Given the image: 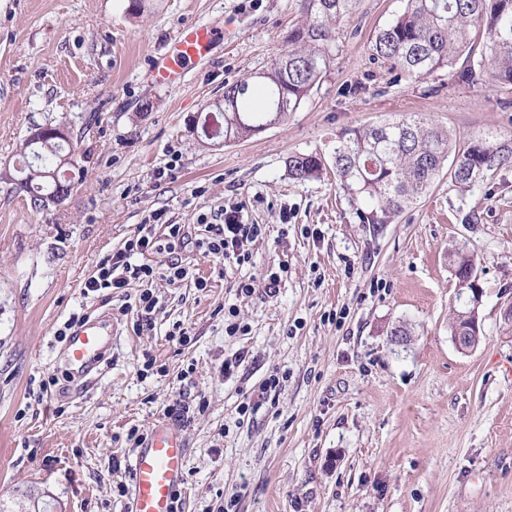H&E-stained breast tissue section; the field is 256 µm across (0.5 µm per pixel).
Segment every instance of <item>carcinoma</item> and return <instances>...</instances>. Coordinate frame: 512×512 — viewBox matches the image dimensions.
<instances>
[{
  "instance_id": "1",
  "label": "carcinoma",
  "mask_w": 512,
  "mask_h": 512,
  "mask_svg": "<svg viewBox=\"0 0 512 512\" xmlns=\"http://www.w3.org/2000/svg\"><path fill=\"white\" fill-rule=\"evenodd\" d=\"M357 0H302L309 21L288 33V52L248 81L224 86V141L260 132L271 114L283 122L296 111L334 60L340 21ZM373 60L388 66L392 81L424 79L452 68L461 55L459 79L473 83L486 70L499 86H512V0H407L405 11L374 36ZM65 145L24 140V164L18 169L31 203L56 186L55 172ZM512 166V135L476 139L461 146L448 130L419 114L351 129L336 141L333 168L342 189L355 195L364 224H387L425 196L443 170L468 189L505 166ZM322 160L295 154L288 175L298 181L317 178ZM456 280L475 269L466 246L448 254Z\"/></svg>"
}]
</instances>
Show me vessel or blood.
Segmentation results:
<instances>
[{
	"mask_svg": "<svg viewBox=\"0 0 512 512\" xmlns=\"http://www.w3.org/2000/svg\"><path fill=\"white\" fill-rule=\"evenodd\" d=\"M231 27L197 24L182 29L150 71L155 83L180 81L187 62L205 55ZM112 344V327L90 320L77 327L66 347L67 363L80 374L99 369ZM188 450L180 428L170 422L155 425L130 463L131 487L127 512H173L174 497L185 481Z\"/></svg>",
	"mask_w": 512,
	"mask_h": 512,
	"instance_id": "b4317fda",
	"label": "vessel or blood"
}]
</instances>
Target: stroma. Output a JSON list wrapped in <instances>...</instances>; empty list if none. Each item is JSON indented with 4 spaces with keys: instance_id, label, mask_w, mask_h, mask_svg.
Listing matches in <instances>:
<instances>
[{
    "instance_id": "stroma-1",
    "label": "stroma",
    "mask_w": 512,
    "mask_h": 512,
    "mask_svg": "<svg viewBox=\"0 0 512 512\" xmlns=\"http://www.w3.org/2000/svg\"><path fill=\"white\" fill-rule=\"evenodd\" d=\"M144 5L0 0V170L45 125L67 128L79 163L69 197L46 210L0 181V505L126 512L129 430L186 405L182 512H512V167L467 191L441 175L388 224L361 223L331 171L300 182L286 168L294 154L330 161L341 132L411 113L460 143L512 133V89L453 69L393 82L372 37L406 0H357L334 62L296 111L251 138L209 141L194 116L287 51L306 19L301 0ZM226 21L236 36L180 83L151 81L182 27ZM229 205L265 228L243 266L193 244ZM156 218L157 236L181 224L190 243L148 262L175 258L190 276L154 281L155 326L141 335L131 310L141 284L83 285ZM462 244L483 287L468 352L451 333L460 302L448 253ZM272 271L276 293L237 295L239 281ZM74 314L113 329L81 387L57 336ZM177 325L188 345L169 339ZM400 326L409 336L398 343ZM149 357L156 370L141 374ZM272 374L280 388L262 395Z\"/></svg>"
}]
</instances>
